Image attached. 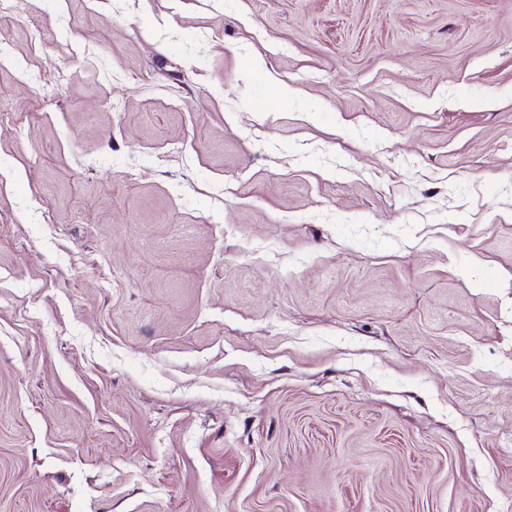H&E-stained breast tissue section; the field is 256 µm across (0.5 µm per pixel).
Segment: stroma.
Listing matches in <instances>:
<instances>
[{
	"label": "stroma",
	"instance_id": "obj_1",
	"mask_svg": "<svg viewBox=\"0 0 512 512\" xmlns=\"http://www.w3.org/2000/svg\"><path fill=\"white\" fill-rule=\"evenodd\" d=\"M0 512H512V0H0Z\"/></svg>",
	"mask_w": 512,
	"mask_h": 512
}]
</instances>
